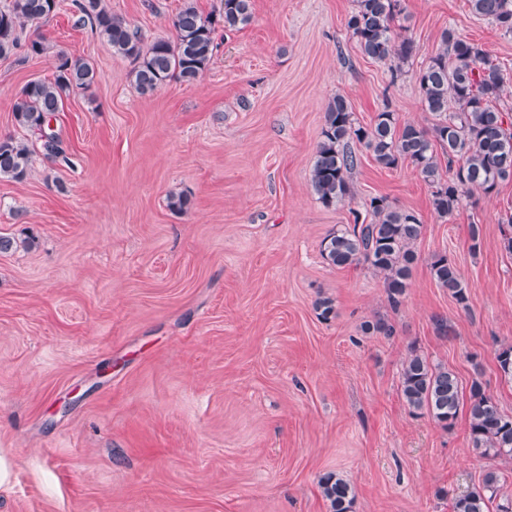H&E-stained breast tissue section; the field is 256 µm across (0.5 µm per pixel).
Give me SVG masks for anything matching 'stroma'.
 I'll list each match as a JSON object with an SVG mask.
<instances>
[{
  "label": "stroma",
  "instance_id": "1",
  "mask_svg": "<svg viewBox=\"0 0 512 512\" xmlns=\"http://www.w3.org/2000/svg\"><path fill=\"white\" fill-rule=\"evenodd\" d=\"M103 2L149 41L173 38L183 4ZM252 2L247 26L217 33L198 81L150 94L66 8L25 24L42 54L0 57V137L30 140L13 102L59 55L100 75L53 122L69 163L38 151L24 182L0 178V235L21 241L0 253V512H327L328 471L350 480L352 512H452L494 465L469 451L467 413L448 430L412 415L400 376L417 349L462 387L480 378L512 414L496 362L512 342V181L443 219L411 166L380 168L362 144L344 202L323 205L309 173L335 96L365 127L385 109L430 126L416 73L448 28L504 70L499 109L512 113V37L469 0H402L416 53L395 75L348 32L353 0ZM375 196L424 225L395 308L372 270L321 255ZM437 252L459 268L468 308L431 278ZM378 319L394 336L363 332Z\"/></svg>",
  "mask_w": 512,
  "mask_h": 512
}]
</instances>
